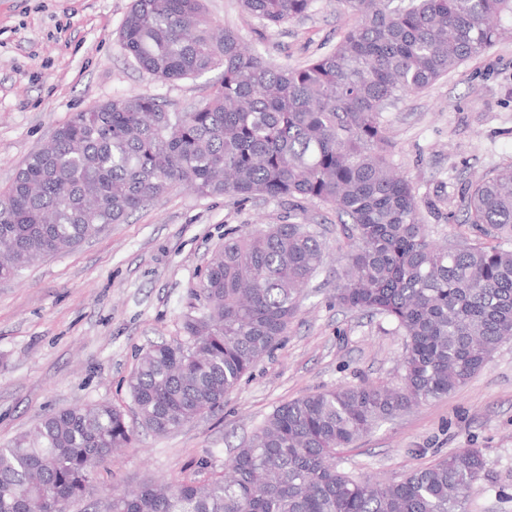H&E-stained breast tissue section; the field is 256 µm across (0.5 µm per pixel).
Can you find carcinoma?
Returning a JSON list of instances; mask_svg holds the SVG:
<instances>
[{"label": "carcinoma", "mask_w": 512, "mask_h": 512, "mask_svg": "<svg viewBox=\"0 0 512 512\" xmlns=\"http://www.w3.org/2000/svg\"><path fill=\"white\" fill-rule=\"evenodd\" d=\"M266 27L315 0H238ZM355 23L332 51L297 67L251 53L215 25L204 0H133L119 37L155 77L221 79L171 112L128 95L75 112L0 194V279L121 224L181 185L201 197L318 199L344 222L347 267L336 304L382 315L405 336L403 386H337L285 402L207 479L147 481L104 512H458L486 467L459 448L397 483L336 467L379 421L448 396L512 339V165L470 185L458 234L431 239L412 182L387 158L381 116L500 38L512 0H338ZM311 224L224 233L182 322L183 338L142 351L127 385L139 424L167 435L224 405L288 333L324 266ZM136 430L108 401L48 414L0 445V512H70L95 469Z\"/></svg>", "instance_id": "cac0c4a2"}]
</instances>
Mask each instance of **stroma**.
I'll return each instance as SVG.
<instances>
[{"mask_svg": "<svg viewBox=\"0 0 512 512\" xmlns=\"http://www.w3.org/2000/svg\"><path fill=\"white\" fill-rule=\"evenodd\" d=\"M132 0H0V193L17 169L73 113L123 95L156 96L188 110L220 78L211 71L165 82L140 69L119 30ZM210 17L236 30L264 59L291 67L328 52L354 23L336 0H315L304 18L266 28L237 0H205ZM485 54L467 60L382 115L395 170L413 183L434 239L480 235L464 223L471 181L512 164V21ZM314 224L327 261L304 291L299 313L273 352L220 410L168 435L138 429L133 447L110 454L88 498L145 477L206 478L280 404L336 386L402 384L404 338L387 319L333 301L347 249L335 210L306 200L240 202L183 187L17 278L0 280V443L47 414L101 400L132 402L128 376L141 350L182 338L190 290L227 229ZM459 448L480 449L486 469L462 512H512V340L448 397L380 422L339 449L340 471L401 481Z\"/></svg>", "mask_w": 512, "mask_h": 512, "instance_id": "obj_1", "label": "stroma"}]
</instances>
